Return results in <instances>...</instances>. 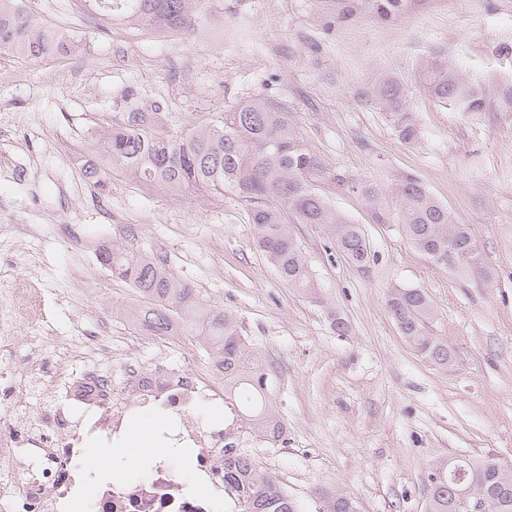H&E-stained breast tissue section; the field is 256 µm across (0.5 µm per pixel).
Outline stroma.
Here are the masks:
<instances>
[{"mask_svg":"<svg viewBox=\"0 0 512 512\" xmlns=\"http://www.w3.org/2000/svg\"><path fill=\"white\" fill-rule=\"evenodd\" d=\"M29 6L77 48L56 62L0 60V305L16 279L41 291L36 322L15 334L17 362L37 372L56 359L53 337L76 353L82 335L100 333L114 339L113 369L153 363L119 342L133 330L123 311L140 301L98 261L100 248L119 246L164 259L232 314L268 365L284 432L243 445L301 512H322L331 490L359 512H425L432 465H512V116L460 112L427 95L418 72L433 58L476 84L512 83V0H430L403 20L363 16L331 34L322 0H210L215 19L191 38L98 18L84 0ZM388 75L407 90L416 144H401L389 112L363 98ZM254 95L281 106L338 172L384 186L418 176L468 225L492 284L439 269L399 223H372L365 202L336 186L330 203L361 225L371 258L356 266L326 227L292 225L316 283L307 294L256 251L232 190L171 193L119 174L103 189L80 171L88 146L130 113L161 107L176 132ZM394 287L428 295L448 366L402 336L385 306Z\"/></svg>","mask_w":512,"mask_h":512,"instance_id":"obj_1","label":"stroma"}]
</instances>
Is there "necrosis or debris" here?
Instances as JSON below:
<instances>
[{
	"mask_svg": "<svg viewBox=\"0 0 512 512\" xmlns=\"http://www.w3.org/2000/svg\"><path fill=\"white\" fill-rule=\"evenodd\" d=\"M36 298L26 283L11 290L10 310L0 315V360L12 354L15 325L31 319ZM29 373L0 372V507L7 512H222L224 426L190 415L198 402L224 397V380L189 365L125 364L112 374V347L105 336H88L80 355L61 352L41 375L47 406L27 420L16 410L28 395ZM158 417L160 450L141 479L113 480L90 460L87 448L124 447L134 415ZM191 463L197 489L189 491L170 463L172 454ZM92 485V496L82 492Z\"/></svg>",
	"mask_w": 512,
	"mask_h": 512,
	"instance_id": "4bbe7bcc",
	"label": "necrosis or debris"
}]
</instances>
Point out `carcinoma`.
<instances>
[{"label":"carcinoma","mask_w":512,"mask_h":512,"mask_svg":"<svg viewBox=\"0 0 512 512\" xmlns=\"http://www.w3.org/2000/svg\"><path fill=\"white\" fill-rule=\"evenodd\" d=\"M95 12L113 21L144 25L167 34L185 33L208 19L206 0H84ZM336 9L326 19L328 29H341L368 13L381 22L402 19L423 8L426 0H330ZM64 35L41 25L26 9L24 0H0V51L43 57L64 45ZM425 90L442 103L463 112L487 109V91L464 80L452 67L430 60L418 65ZM368 98L390 112L394 135L415 144L420 130L405 110V89L388 76L368 91ZM494 111L512 114V84L494 92ZM99 162L83 167V174L104 188L118 171L147 188L175 191L194 189L216 194L232 189L250 211L255 245L293 288L312 292L315 283L289 223L321 224L334 233L338 247L354 263L366 264L370 248L360 225L340 219L324 192L338 184L360 196L375 224L391 223L382 204L384 190L368 181H351L336 172L288 124L282 108L255 95L238 102L214 119L195 122L187 131L171 133L160 108L136 112L96 145ZM391 191L400 202L398 220L409 242L433 263L477 284H487L481 252L468 227L452 222L441 204L413 174L398 176ZM100 263L112 275L128 282L145 304L127 312L138 330L155 336H193L224 373V403L248 400L243 418L264 435L278 439L283 426L270 405L268 373L246 349L242 337L224 309L199 297L162 259L137 257L124 250L105 248ZM386 307L403 336L435 364L451 361L448 345L430 333L431 303L418 289L394 288ZM450 467L456 478L440 477L438 467L427 474L426 512H454L457 491L472 483L499 504L496 512H512V470H491L486 461L456 459ZM224 487L248 491L243 512H300L297 502L274 478L258 471L245 451H224ZM323 512H356L348 495L324 492Z\"/></svg>","instance_id":"obj_1"}]
</instances>
